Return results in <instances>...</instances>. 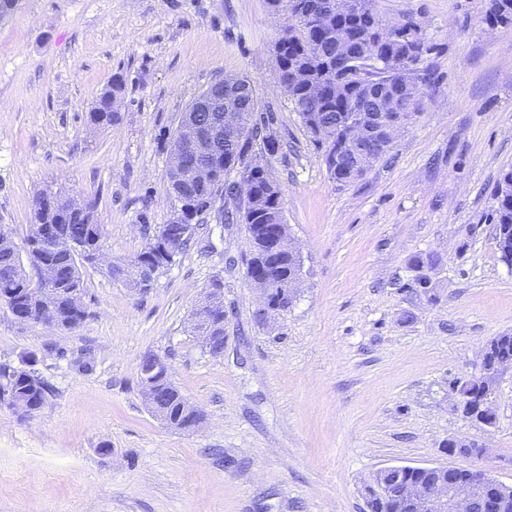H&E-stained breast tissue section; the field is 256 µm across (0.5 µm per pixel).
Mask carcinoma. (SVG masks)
I'll use <instances>...</instances> for the list:
<instances>
[{
    "label": "carcinoma",
    "instance_id": "carcinoma-1",
    "mask_svg": "<svg viewBox=\"0 0 512 512\" xmlns=\"http://www.w3.org/2000/svg\"><path fill=\"white\" fill-rule=\"evenodd\" d=\"M290 10L288 27L291 41L278 59L282 78L288 79L290 101L294 104L301 122L308 133L317 136V131H329L335 136L336 148L349 153L341 146V132L351 120L354 104L362 102L371 111L380 110L378 100L361 97V82L357 78L353 56L361 55L366 61L364 75L374 84L370 89L378 94L401 91V107L404 116L415 117L423 109L422 86L431 81V73L423 67L424 59L433 47L423 45L418 37L419 24L407 19L394 27V38L383 37L382 19L378 16L374 0H355L358 9L345 14L339 7L342 0H288ZM483 22L512 24V0H488ZM125 83L115 75L106 86L99 101L114 96H124ZM273 112L269 105H261L255 88H250V101L224 103V122L227 126L243 124L249 126V135L242 141L224 138V145L217 147L216 168L219 177L209 190V196H231L234 181L229 175L247 169V158L254 148L271 147L280 152L282 139L276 124L264 118ZM119 119L116 112H109L95 105L89 112V120L96 127L108 126ZM325 162L339 183L353 182L364 175L355 168V161L348 158L335 162L331 149H325ZM55 211L47 212L41 207V198H36L31 214V227L40 224H61L62 231L44 238L32 251L16 256V266L9 287L16 289L15 300L20 307L32 312L52 307L57 328L71 329L75 320H82L85 311L76 309L70 291L83 290L82 269L90 263L89 256L73 257L70 254V238L82 237L90 250L101 248L100 226L96 224L91 204L79 210L73 209L72 198L54 193ZM283 208V190L271 191L267 178H254V197L239 201L233 210L224 211L221 220L226 224H243L247 231L248 270L267 276L275 282L286 279L300 267L299 261L284 253H272L268 242L275 231L270 224V212ZM495 224V240L500 257L512 262V198L496 199L492 212ZM159 233L147 238L144 249L134 258L147 264L161 274L168 269L164 260L154 257V242ZM46 266L59 269V278L48 286L41 284L39 270ZM192 329L198 335L206 334L209 327L221 328L224 309L218 305L199 307L192 314ZM492 357L498 361L512 360V335L503 334L491 339ZM6 379L3 393L17 403L19 401L36 410L43 406L48 386L31 372L4 370Z\"/></svg>",
    "mask_w": 512,
    "mask_h": 512
}]
</instances>
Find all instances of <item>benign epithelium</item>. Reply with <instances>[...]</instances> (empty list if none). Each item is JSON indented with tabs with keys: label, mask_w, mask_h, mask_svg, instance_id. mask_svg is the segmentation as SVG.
<instances>
[{
	"label": "benign epithelium",
	"mask_w": 512,
	"mask_h": 512,
	"mask_svg": "<svg viewBox=\"0 0 512 512\" xmlns=\"http://www.w3.org/2000/svg\"><path fill=\"white\" fill-rule=\"evenodd\" d=\"M249 86L247 78L240 75H228L218 85H211L204 90L195 101L194 111L207 112L211 106L224 100L225 95L237 92V89ZM398 96L388 99L387 112H358L348 123L343 132L345 145L359 152L358 163L362 168L371 164L374 155L376 138L392 142L402 130L400 121L391 113L397 110ZM213 134L198 131L193 122L192 114L185 111L178 123V132L173 136L169 145L168 164L174 176V181L181 179L182 171L190 166L193 168L195 182L199 186L210 187L214 181L211 163L207 161L209 138ZM275 153L270 150H260L253 154L249 161V169L267 171ZM281 233L276 235L273 248L289 255H296L299 249L294 245L288 234V225L283 223V216H278ZM193 225L182 221L181 212L174 211L166 224L165 235L160 239V251L164 254L177 256V245L181 238L188 235ZM253 290L257 294L258 312L262 322L268 323L284 309L275 306L271 300V289L259 279L249 278ZM202 348L213 356L224 353V337L201 336ZM489 344L483 345L481 366L478 375L458 383V386L476 385L480 390L472 397L487 415L480 424L491 426L496 417L491 403L494 395L496 380L499 373L506 367L503 362L492 363L489 359ZM140 385L151 413L168 426L179 430H193L203 421L202 414L193 408L188 400H183L182 414L186 421H172L161 410L162 380L168 377L166 363L157 355L148 354L141 358L139 365ZM445 453L450 456L467 454L483 456L486 449L476 443L462 441L448 442ZM393 478L386 484H370L365 488V494L379 500L382 508L396 498H401L405 506L412 512H457L461 505H469L478 512H501L512 498V486L496 480L488 471L480 468L473 469L474 478H467L468 470L460 469L451 464H440L429 467L433 471L432 482L423 484L413 480H403L405 466L392 465Z\"/></svg>",
	"instance_id": "1"
}]
</instances>
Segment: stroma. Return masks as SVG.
Wrapping results in <instances>:
<instances>
[{"instance_id": "obj_1", "label": "stroma", "mask_w": 512, "mask_h": 512, "mask_svg": "<svg viewBox=\"0 0 512 512\" xmlns=\"http://www.w3.org/2000/svg\"><path fill=\"white\" fill-rule=\"evenodd\" d=\"M487 0H376L433 50L417 120L360 179L336 181L275 77L286 26L268 0H17L0 21V230L23 245L34 201L61 189L92 203L109 261L167 222V144L212 82L247 77L288 146L271 163L301 251L300 294L256 322L244 225L200 217V242L144 293L83 273L73 330L22 323L0 301V369L31 368L53 392L23 414L0 402V512H364L386 466L449 463L512 485V367L486 427L455 407L488 339L512 334V269L498 258L495 186L512 167V26L487 31ZM118 122L87 121L113 75ZM430 257L417 267L414 256ZM224 282V354L190 318ZM166 361L204 415L165 426L138 365ZM472 440L482 458L448 456Z\"/></svg>"}]
</instances>
